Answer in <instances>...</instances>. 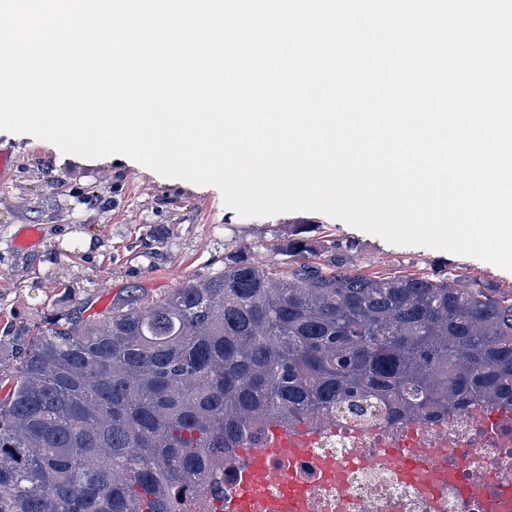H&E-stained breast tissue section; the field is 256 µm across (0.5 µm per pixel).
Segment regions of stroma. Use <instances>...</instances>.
Here are the masks:
<instances>
[{"label":"stroma","mask_w":512,"mask_h":512,"mask_svg":"<svg viewBox=\"0 0 512 512\" xmlns=\"http://www.w3.org/2000/svg\"><path fill=\"white\" fill-rule=\"evenodd\" d=\"M0 147L16 163L0 185V363L12 361L10 336L45 317L80 310L103 313L137 292L149 301L190 278L224 267L229 250L248 249L257 262L286 272L275 247L305 225L322 244L356 242L346 267L390 276H448L512 295V271L424 246L395 245L314 211L242 217L220 189L160 175L122 156L87 158L27 134L0 131ZM40 225L36 247L13 238Z\"/></svg>","instance_id":"1"}]
</instances>
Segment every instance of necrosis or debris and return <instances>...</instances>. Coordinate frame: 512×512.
<instances>
[{"mask_svg":"<svg viewBox=\"0 0 512 512\" xmlns=\"http://www.w3.org/2000/svg\"><path fill=\"white\" fill-rule=\"evenodd\" d=\"M296 432L308 435L310 453L283 452L272 465L300 488V501L281 484L260 491L278 512H512L510 406L396 420L330 409ZM249 465L235 453L195 512L227 506Z\"/></svg>","mask_w":512,"mask_h":512,"instance_id":"obj_1","label":"necrosis or debris"}]
</instances>
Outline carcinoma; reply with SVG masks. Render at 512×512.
Listing matches in <instances>:
<instances>
[{
	"label": "carcinoma",
	"mask_w": 512,
	"mask_h": 512,
	"mask_svg": "<svg viewBox=\"0 0 512 512\" xmlns=\"http://www.w3.org/2000/svg\"><path fill=\"white\" fill-rule=\"evenodd\" d=\"M276 277L244 250L151 302L12 338L0 512H187L224 454L338 403L512 404V296L458 279L322 274L299 230Z\"/></svg>",
	"instance_id": "cac0c4a2"
}]
</instances>
